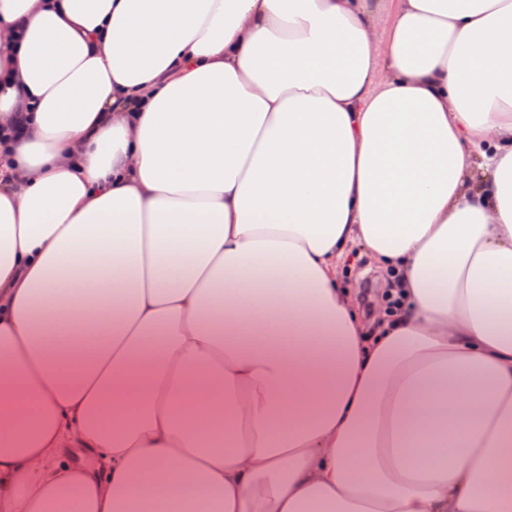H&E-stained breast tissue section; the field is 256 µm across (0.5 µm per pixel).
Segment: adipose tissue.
I'll return each instance as SVG.
<instances>
[{"mask_svg":"<svg viewBox=\"0 0 512 512\" xmlns=\"http://www.w3.org/2000/svg\"><path fill=\"white\" fill-rule=\"evenodd\" d=\"M20 112L0 512H512V0H0Z\"/></svg>","mask_w":512,"mask_h":512,"instance_id":"1","label":"adipose tissue"}]
</instances>
